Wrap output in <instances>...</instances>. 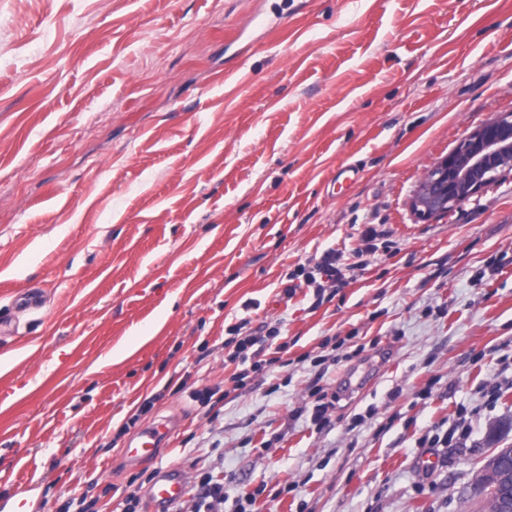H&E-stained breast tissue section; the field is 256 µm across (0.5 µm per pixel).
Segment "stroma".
Segmentation results:
<instances>
[{
    "mask_svg": "<svg viewBox=\"0 0 512 512\" xmlns=\"http://www.w3.org/2000/svg\"><path fill=\"white\" fill-rule=\"evenodd\" d=\"M504 112L512 0H0V311L45 298L0 339V512H122L169 466L170 512L205 476L218 512H463L512 446V173L411 199ZM331 248L343 282L284 299ZM242 318L286 349L238 389ZM151 396L175 427L131 465Z\"/></svg>",
    "mask_w": 512,
    "mask_h": 512,
    "instance_id": "stroma-1",
    "label": "stroma"
}]
</instances>
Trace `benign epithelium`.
Returning a JSON list of instances; mask_svg holds the SVG:
<instances>
[{"label": "benign epithelium", "mask_w": 512, "mask_h": 512, "mask_svg": "<svg viewBox=\"0 0 512 512\" xmlns=\"http://www.w3.org/2000/svg\"><path fill=\"white\" fill-rule=\"evenodd\" d=\"M512 170V113L478 126L420 182L411 207L423 220L477 198L492 180Z\"/></svg>", "instance_id": "1"}]
</instances>
